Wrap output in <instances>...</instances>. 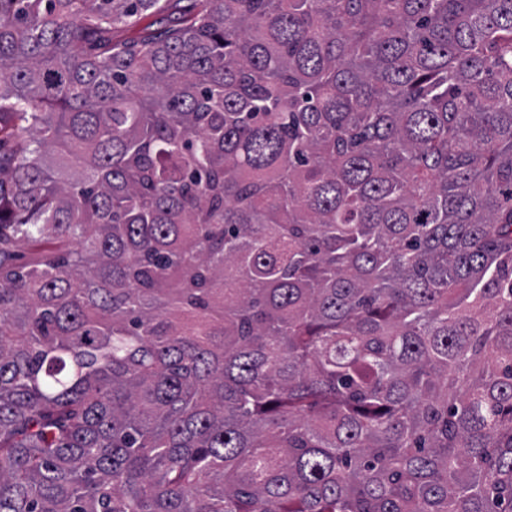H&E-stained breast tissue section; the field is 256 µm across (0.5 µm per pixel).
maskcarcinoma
<instances>
[{"label": "carcinoma", "instance_id": "cac0c4a2", "mask_svg": "<svg viewBox=\"0 0 512 512\" xmlns=\"http://www.w3.org/2000/svg\"><path fill=\"white\" fill-rule=\"evenodd\" d=\"M0 512H512V0H0Z\"/></svg>", "mask_w": 512, "mask_h": 512}]
</instances>
